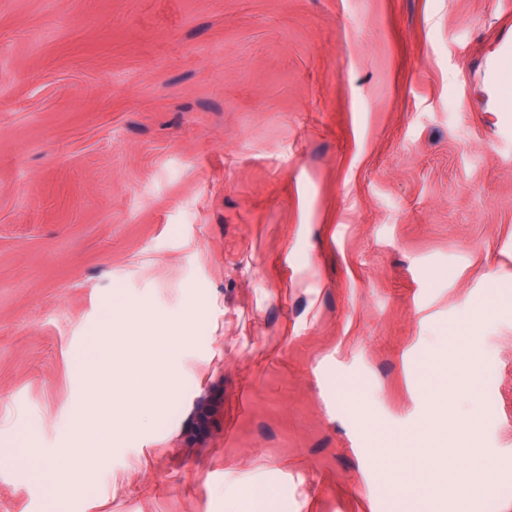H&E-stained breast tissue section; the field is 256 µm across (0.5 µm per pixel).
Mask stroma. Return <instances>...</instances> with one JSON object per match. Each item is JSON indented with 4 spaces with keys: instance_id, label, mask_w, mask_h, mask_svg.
<instances>
[{
    "instance_id": "1",
    "label": "stroma",
    "mask_w": 512,
    "mask_h": 512,
    "mask_svg": "<svg viewBox=\"0 0 512 512\" xmlns=\"http://www.w3.org/2000/svg\"><path fill=\"white\" fill-rule=\"evenodd\" d=\"M508 46L512 0H0V512H399L430 382L512 483ZM192 304L167 410L53 498L104 310ZM286 511L281 494L270 487L255 485L242 488L237 500L229 512H270Z\"/></svg>"
}]
</instances>
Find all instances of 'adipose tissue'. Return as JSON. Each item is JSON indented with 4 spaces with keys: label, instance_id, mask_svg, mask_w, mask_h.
I'll return each instance as SVG.
<instances>
[{
    "label": "adipose tissue",
    "instance_id": "1",
    "mask_svg": "<svg viewBox=\"0 0 512 512\" xmlns=\"http://www.w3.org/2000/svg\"><path fill=\"white\" fill-rule=\"evenodd\" d=\"M478 424H471L468 436L454 437L453 452L465 463L464 472L444 471L441 468L445 451L436 446L421 449L416 457L400 460L394 469L397 479L420 476L425 469H439V477L426 485L420 499L414 500L416 512H442L448 502L461 504L476 498L478 490L488 481L490 472L481 464V450L477 446Z\"/></svg>",
    "mask_w": 512,
    "mask_h": 512
}]
</instances>
